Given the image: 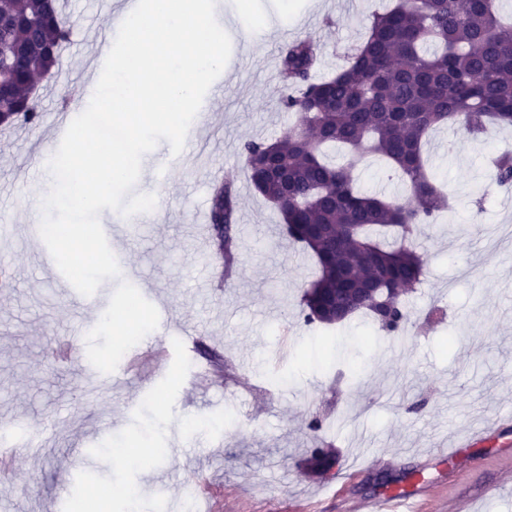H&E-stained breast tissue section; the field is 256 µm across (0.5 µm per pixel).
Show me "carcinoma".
Here are the masks:
<instances>
[{
	"label": "carcinoma",
	"mask_w": 512,
	"mask_h": 512,
	"mask_svg": "<svg viewBox=\"0 0 512 512\" xmlns=\"http://www.w3.org/2000/svg\"><path fill=\"white\" fill-rule=\"evenodd\" d=\"M55 0H0V130L41 120L38 77L50 79L71 35ZM320 47L308 36L282 51L280 78L291 93L281 105L299 127L241 145L250 185L283 219V233L314 258L317 275L303 291L306 325L340 326L364 314L396 338L406 329L408 289L421 283L424 259L415 240L449 208L448 193L427 173L424 148L441 126L463 127L474 141L493 126L512 127V23L496 0H396L374 12L336 73L321 77ZM339 146L343 164L325 160ZM386 162L409 199L367 194L353 176L366 155ZM501 185L512 184V152L490 160ZM235 180L215 184L208 211L210 246L223 266L238 248ZM356 279L342 280L349 269ZM326 448L307 469L330 472Z\"/></svg>",
	"instance_id": "cac0c4a2"
}]
</instances>
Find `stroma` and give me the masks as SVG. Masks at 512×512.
<instances>
[{
    "instance_id": "1",
    "label": "stroma",
    "mask_w": 512,
    "mask_h": 512,
    "mask_svg": "<svg viewBox=\"0 0 512 512\" xmlns=\"http://www.w3.org/2000/svg\"><path fill=\"white\" fill-rule=\"evenodd\" d=\"M386 2L216 0L220 26L246 21L264 38L247 53L241 31L230 32L237 79L223 98L203 101V164L188 175L170 171L149 222H132L112 248L128 282L156 289L168 309V363L160 372L141 355L92 392L85 350L63 365L51 348L95 319L77 295L58 292L59 269L23 246L27 228L17 215L49 181L36 149L53 139L60 99L79 115L92 78L98 5L65 0L75 44L59 72L38 83L43 123L0 147V225L14 227L0 262L17 269L12 287L0 288V429L20 421L43 434L41 447L0 475V512H71L77 498L106 504V512H151L160 496L168 512H184L188 485L207 493L213 512H347L352 500L379 493L378 474L402 484L423 464L431 487L421 512H456L466 496L472 512H512V484H496L507 462L471 449L452 478L437 459L442 448L512 418V242L493 248L486 238L487 229L512 224V187L487 167L512 128L481 142L462 131L432 135L431 173L451 208L424 229L426 267L409 299L407 342L366 343V324L355 320L339 328L326 368L320 330L304 324L299 308L315 266L280 235L279 212L245 173L242 142L280 138L297 124L280 104L282 48L313 37L322 73H335ZM228 171L238 179L239 273L214 295L206 284L221 268L203 247L204 227L212 186ZM219 361L235 364L248 385L200 382L197 369ZM315 415L326 419L316 434L307 428ZM321 444L335 448L339 463L325 477H307L305 459ZM115 448L125 463L114 461ZM395 453L401 461L389 464ZM371 457L375 465L365 468ZM489 483L493 492L481 496Z\"/></svg>"
}]
</instances>
